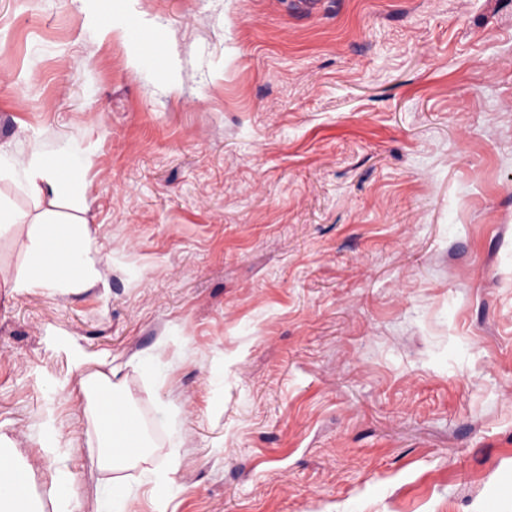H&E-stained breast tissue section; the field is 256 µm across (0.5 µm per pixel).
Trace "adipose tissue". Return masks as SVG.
Listing matches in <instances>:
<instances>
[{"instance_id":"adipose-tissue-1","label":"adipose tissue","mask_w":512,"mask_h":512,"mask_svg":"<svg viewBox=\"0 0 512 512\" xmlns=\"http://www.w3.org/2000/svg\"><path fill=\"white\" fill-rule=\"evenodd\" d=\"M20 166L40 193L53 198L70 193L69 177L45 159L28 158L22 160ZM32 242L36 264L30 275L14 282V290L94 284V273L100 258L91 246L86 229L70 228L64 246L57 247L47 243L44 230L39 228L33 232ZM63 264L69 267L70 272L62 278L58 276L57 268ZM82 391L94 401L96 426L105 448L96 463L101 468H119L125 464L126 459L119 455L118 449L125 443L127 435L123 422L114 416L112 406L116 403L129 405V396L119 384L105 376L85 380Z\"/></svg>"}]
</instances>
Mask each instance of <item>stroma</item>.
Listing matches in <instances>:
<instances>
[{
	"instance_id": "stroma-1",
	"label": "stroma",
	"mask_w": 512,
	"mask_h": 512,
	"mask_svg": "<svg viewBox=\"0 0 512 512\" xmlns=\"http://www.w3.org/2000/svg\"><path fill=\"white\" fill-rule=\"evenodd\" d=\"M0 153L68 161L71 197L9 162L0 202L103 258L16 292L0 235L39 512L65 479L80 512L116 481L131 512H512V0H0ZM74 347L153 442L122 470Z\"/></svg>"
}]
</instances>
